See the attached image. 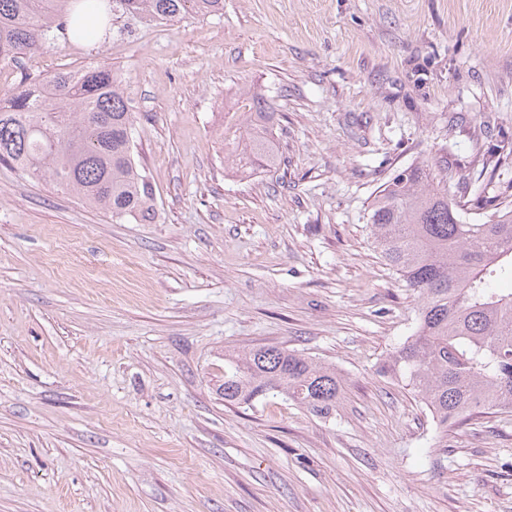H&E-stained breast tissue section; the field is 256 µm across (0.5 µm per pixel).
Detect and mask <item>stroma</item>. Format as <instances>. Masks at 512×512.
Segmentation results:
<instances>
[{
	"label": "stroma",
	"mask_w": 512,
	"mask_h": 512,
	"mask_svg": "<svg viewBox=\"0 0 512 512\" xmlns=\"http://www.w3.org/2000/svg\"><path fill=\"white\" fill-rule=\"evenodd\" d=\"M111 64L155 190L117 220L0 166V512H512V412L448 430L379 374L417 299L374 249L393 173L512 183V0H224L115 18L0 70ZM277 114L278 169L232 170L240 92ZM335 365V421L226 405L224 352Z\"/></svg>",
	"instance_id": "1"
}]
</instances>
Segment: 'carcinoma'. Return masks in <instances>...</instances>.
I'll return each mask as SVG.
<instances>
[{
	"label": "carcinoma",
	"instance_id": "obj_1",
	"mask_svg": "<svg viewBox=\"0 0 512 512\" xmlns=\"http://www.w3.org/2000/svg\"><path fill=\"white\" fill-rule=\"evenodd\" d=\"M172 21L186 13L224 12V0H0V70L30 58L79 28L62 23L78 5ZM247 141L234 155L240 169H274L275 112L256 93ZM134 116L112 65L62 68L52 87L21 77L0 104V164L48 178L116 218L149 221L153 187L133 155ZM487 221L472 224L448 174L425 163L397 172L369 206V231L386 265L418 299L415 328L379 372L408 387L430 410L442 437L483 409H512V193L488 201ZM344 381L336 367L296 351L263 346L224 352L220 393L229 404L280 396L330 420Z\"/></svg>",
	"mask_w": 512,
	"mask_h": 512
}]
</instances>
